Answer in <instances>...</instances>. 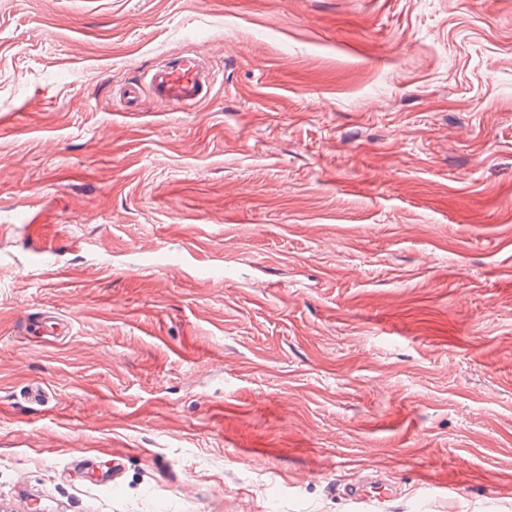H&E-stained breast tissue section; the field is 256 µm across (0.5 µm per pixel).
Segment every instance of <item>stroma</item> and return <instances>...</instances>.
<instances>
[{
    "label": "stroma",
    "instance_id": "stroma-1",
    "mask_svg": "<svg viewBox=\"0 0 512 512\" xmlns=\"http://www.w3.org/2000/svg\"><path fill=\"white\" fill-rule=\"evenodd\" d=\"M187 51L203 102L120 109ZM356 474L512 512V0H0V512Z\"/></svg>",
    "mask_w": 512,
    "mask_h": 512
}]
</instances>
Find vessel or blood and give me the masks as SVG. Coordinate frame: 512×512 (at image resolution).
<instances>
[{
    "label": "vessel or blood",
    "mask_w": 512,
    "mask_h": 512,
    "mask_svg": "<svg viewBox=\"0 0 512 512\" xmlns=\"http://www.w3.org/2000/svg\"><path fill=\"white\" fill-rule=\"evenodd\" d=\"M214 76L212 67L199 55L166 56L154 66L147 86L128 84L120 94V102L132 106L147 87L166 106L191 107L209 94ZM382 486L379 480H359L349 485L346 495L358 512H384L394 496L383 491Z\"/></svg>",
    "instance_id": "1"
}]
</instances>
